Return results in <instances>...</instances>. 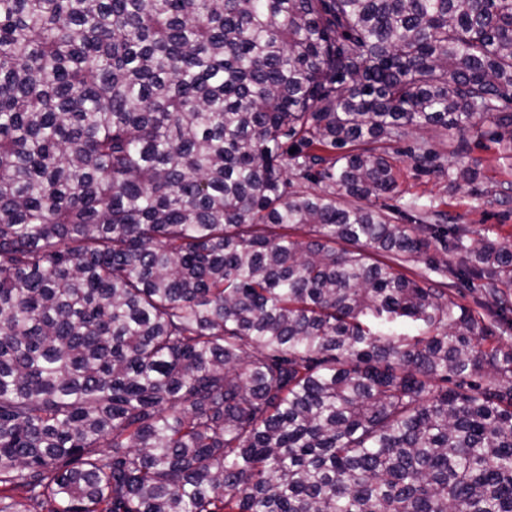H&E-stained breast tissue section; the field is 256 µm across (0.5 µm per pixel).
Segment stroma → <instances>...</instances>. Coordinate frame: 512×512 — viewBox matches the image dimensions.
Wrapping results in <instances>:
<instances>
[{
	"label": "stroma",
	"mask_w": 512,
	"mask_h": 512,
	"mask_svg": "<svg viewBox=\"0 0 512 512\" xmlns=\"http://www.w3.org/2000/svg\"><path fill=\"white\" fill-rule=\"evenodd\" d=\"M423 140L442 152L440 166L418 165L409 157L410 148ZM449 142L444 131L413 129L403 140L385 143V150L401 154L400 187L398 194L381 196L379 206L385 207L398 224L428 210L434 214V223L444 227L487 231L512 240V204H500L498 195L500 183L512 182V160H502L500 147L493 141L470 143L469 154L479 162V176L474 182L454 186L448 180L454 164Z\"/></svg>",
	"instance_id": "1"
}]
</instances>
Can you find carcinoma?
<instances>
[{"label": "carcinoma", "instance_id": "1", "mask_svg": "<svg viewBox=\"0 0 512 512\" xmlns=\"http://www.w3.org/2000/svg\"><path fill=\"white\" fill-rule=\"evenodd\" d=\"M418 126L512 157V0H0V512H512V244L376 204ZM474 284L476 286L475 288H469L460 285L458 288H452L451 290H448V293L455 302L466 307H470L481 312L484 311L480 309L482 307H484L485 310L488 308H493V300L489 295L485 293L484 288H480L478 286L480 282L474 281Z\"/></svg>", "mask_w": 512, "mask_h": 512}]
</instances>
